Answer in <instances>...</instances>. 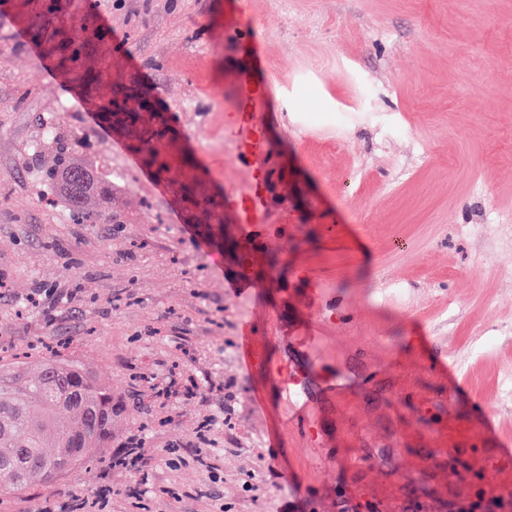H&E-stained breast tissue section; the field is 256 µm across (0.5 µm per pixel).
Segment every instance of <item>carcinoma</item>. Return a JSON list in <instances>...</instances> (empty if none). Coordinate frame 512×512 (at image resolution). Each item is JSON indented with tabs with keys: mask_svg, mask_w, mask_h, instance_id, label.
<instances>
[{
	"mask_svg": "<svg viewBox=\"0 0 512 512\" xmlns=\"http://www.w3.org/2000/svg\"><path fill=\"white\" fill-rule=\"evenodd\" d=\"M45 141L57 144L54 190L83 223H100L101 214L84 211L89 197L110 193L98 168L57 134ZM30 357L19 352L0 364V473L8 476L12 491L28 487L36 476L53 475L68 448L74 449V468L97 459L112 442V388L57 351L49 352L31 379L25 367Z\"/></svg>",
	"mask_w": 512,
	"mask_h": 512,
	"instance_id": "1",
	"label": "carcinoma"
}]
</instances>
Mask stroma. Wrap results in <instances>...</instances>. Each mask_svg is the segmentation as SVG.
Masks as SVG:
<instances>
[{
	"label": "stroma",
	"mask_w": 512,
	"mask_h": 512,
	"mask_svg": "<svg viewBox=\"0 0 512 512\" xmlns=\"http://www.w3.org/2000/svg\"><path fill=\"white\" fill-rule=\"evenodd\" d=\"M51 3L0 0V356L64 344L116 412L0 512H512V0ZM239 128L297 177L254 224ZM45 141L57 144L56 163L50 173L54 190L83 224L100 223L102 214L83 211L89 197H106L110 193V186L99 175L97 166L70 150L56 131L46 136Z\"/></svg>",
	"instance_id": "stroma-1"
}]
</instances>
